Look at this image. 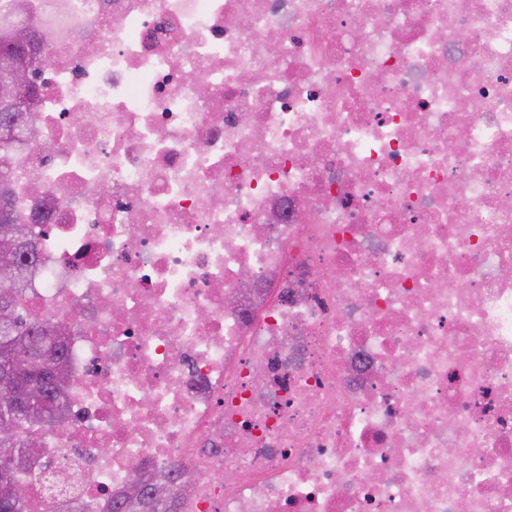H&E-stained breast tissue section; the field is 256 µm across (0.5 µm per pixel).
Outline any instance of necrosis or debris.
I'll return each instance as SVG.
<instances>
[{
  "instance_id": "1",
  "label": "necrosis or debris",
  "mask_w": 512,
  "mask_h": 512,
  "mask_svg": "<svg viewBox=\"0 0 512 512\" xmlns=\"http://www.w3.org/2000/svg\"><path fill=\"white\" fill-rule=\"evenodd\" d=\"M18 2L26 512H512V0Z\"/></svg>"
}]
</instances>
